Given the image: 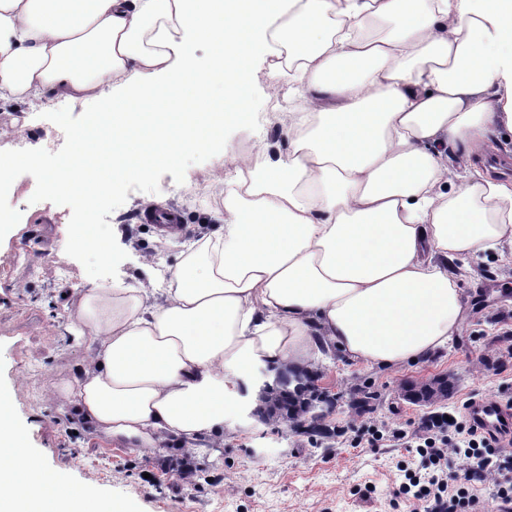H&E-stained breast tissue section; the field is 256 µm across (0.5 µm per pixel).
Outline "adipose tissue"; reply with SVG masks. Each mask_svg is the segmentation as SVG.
I'll return each instance as SVG.
<instances>
[{
  "instance_id": "adipose-tissue-1",
  "label": "adipose tissue",
  "mask_w": 512,
  "mask_h": 512,
  "mask_svg": "<svg viewBox=\"0 0 512 512\" xmlns=\"http://www.w3.org/2000/svg\"><path fill=\"white\" fill-rule=\"evenodd\" d=\"M259 60L298 83L288 151L236 157L218 229L185 244L161 301L84 291L95 344L63 391L88 432L200 453L253 363L304 370L323 345L426 362L467 315L453 261L512 248V179L448 168L449 146L512 131V0H0V106L100 103L72 134L89 165L43 174L30 152L1 157L0 179L38 173L83 201L223 148ZM0 512L130 510L47 472L0 393Z\"/></svg>"
}]
</instances>
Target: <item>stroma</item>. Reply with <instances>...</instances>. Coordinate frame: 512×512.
Returning a JSON list of instances; mask_svg holds the SVG:
<instances>
[{
    "label": "stroma",
    "instance_id": "stroma-1",
    "mask_svg": "<svg viewBox=\"0 0 512 512\" xmlns=\"http://www.w3.org/2000/svg\"><path fill=\"white\" fill-rule=\"evenodd\" d=\"M298 103L294 84L260 64L251 76L252 115L225 127V153H182L146 178L102 195L93 216L70 193L47 194L39 176L19 177L0 194V213L14 219L11 233L0 238V392L11 396L14 420L27 429L29 447L48 471L65 473L102 499L124 501L132 512H409L393 491L407 474L425 472L428 462L390 435L364 441L368 425L414 431L432 409L405 400L404 389L443 373L456 381L449 411L461 410L472 397L512 400V262L493 251L457 261L469 314L448 347L427 362L383 370L318 358L323 385L342 395L323 422L334 432L330 438L255 416L258 400L229 382L225 391L238 404L225 419L223 446L186 455L178 465L159 449L128 448L88 434L67 395L50 392V384L70 382L85 368L92 338L73 316L78 290L94 283L162 287L184 243L216 229L224 209L217 188L233 171L234 155L286 153L288 135L277 115ZM98 110L96 102L65 98L0 108L6 132L0 155L33 151L42 173L53 172L74 151V128ZM147 198L177 209L184 232L141 224ZM80 233L104 239L106 254L78 246L61 251L64 238ZM369 382L379 398L358 407L354 395ZM508 480L512 468L470 486L460 460L448 458L449 483L485 507L495 506L496 487Z\"/></svg>",
    "mask_w": 512,
    "mask_h": 512
}]
</instances>
